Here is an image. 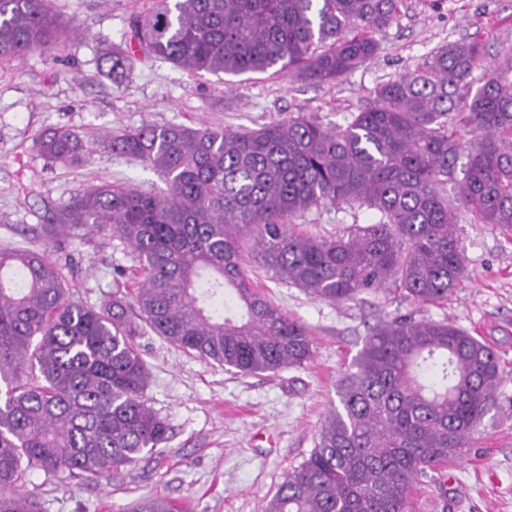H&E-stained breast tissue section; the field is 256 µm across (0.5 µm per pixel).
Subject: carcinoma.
Wrapping results in <instances>:
<instances>
[{
    "instance_id": "obj_1",
    "label": "carcinoma",
    "mask_w": 512,
    "mask_h": 512,
    "mask_svg": "<svg viewBox=\"0 0 512 512\" xmlns=\"http://www.w3.org/2000/svg\"><path fill=\"white\" fill-rule=\"evenodd\" d=\"M403 0H156L110 45L119 81L132 55L190 77L273 71L329 85L371 61L375 35ZM66 35L49 0H0V63L52 51ZM451 42L378 84L344 126L302 114L245 132L144 122L101 139L158 171L162 195L103 182L52 211V244L105 232L137 265L100 306L70 297L49 252L0 248V512H42L24 487L36 472L99 481L165 447L170 426L150 405L138 338L147 326L176 349L227 371L276 374L310 362L309 328L272 306L248 276L246 246L281 282L340 303L398 291L414 311L369 328L341 374L337 404L312 452L266 512H411L419 479L470 447L504 375L478 337L416 311L448 301L466 278L458 207L446 185L461 151L459 197L512 233V53L483 62ZM473 138L464 142L460 132ZM51 164H77L93 144L66 127L37 142ZM367 207L371 224L334 238L297 234L318 207ZM130 512H175L152 496Z\"/></svg>"
}]
</instances>
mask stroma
Returning <instances> with one entry per match:
<instances>
[{"label": "stroma", "instance_id": "1", "mask_svg": "<svg viewBox=\"0 0 512 512\" xmlns=\"http://www.w3.org/2000/svg\"><path fill=\"white\" fill-rule=\"evenodd\" d=\"M153 3L51 0L69 29L60 49L0 66V244L45 249L41 226L50 209L100 182L157 193L166 188L154 170L101 147L72 166L47 163L36 143L48 127L89 138L146 121L243 131L298 113L333 127L360 112L377 84L444 44L478 41L489 61L512 48V0H404L397 19L377 34L374 59L331 85L266 73L192 78L172 64L139 57L115 85L99 66L104 45L129 41L132 20ZM375 219L367 209L320 207L293 229L330 238ZM456 232L469 276L446 303L424 314L448 319L491 346L504 380L472 447L419 481L413 512H512V236L464 209ZM53 257L69 278L73 300L91 306L115 289V267L135 263L130 248L97 232L63 240ZM249 274L271 304L310 327L313 362L275 375H241L146 333L140 343L151 373L147 395L171 427L164 452L97 483L65 473L32 475L27 490L44 512H128L134 501L153 495L167 497L177 512H265L287 473L314 448L340 374L369 326L408 311L410 303L398 292L340 304L318 300L272 279L255 259Z\"/></svg>", "mask_w": 512, "mask_h": 512}]
</instances>
